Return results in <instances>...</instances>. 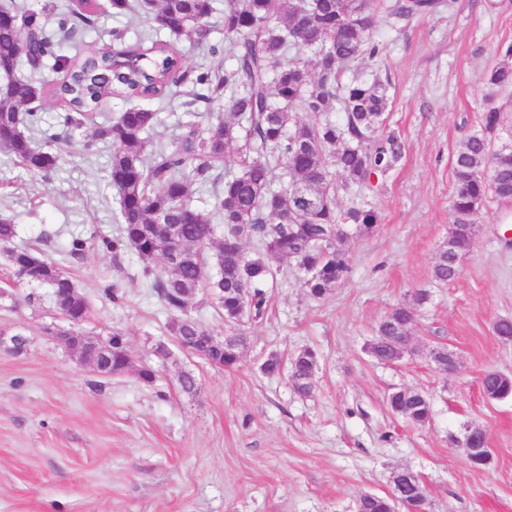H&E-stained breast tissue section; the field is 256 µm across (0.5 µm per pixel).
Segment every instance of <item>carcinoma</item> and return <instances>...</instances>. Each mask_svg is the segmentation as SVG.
Instances as JSON below:
<instances>
[{"instance_id": "cac0c4a2", "label": "carcinoma", "mask_w": 512, "mask_h": 512, "mask_svg": "<svg viewBox=\"0 0 512 512\" xmlns=\"http://www.w3.org/2000/svg\"><path fill=\"white\" fill-rule=\"evenodd\" d=\"M110 7L115 15H142L149 22L136 44L68 57L59 53L36 12L19 16L11 28L0 26V60L14 58L17 69L31 73L0 94V154L47 180L70 133L89 130L84 148L90 154L100 142L111 144L107 182L119 205L117 230L111 238L98 236V246L115 255L134 250L147 274L160 265L152 288L177 313L168 335L188 345L190 354L232 370L246 348L240 326L265 313L267 288L280 264L292 263L303 272L308 297L320 300L351 273L347 241L379 223L373 207L337 204L339 192L386 175L403 153L399 136L386 128L388 83L359 75L363 66L382 60L384 47L374 32L378 13L398 25L451 10L454 0H224L229 67L211 43L214 0H110ZM95 14L86 5L73 9L60 28L73 33L91 27ZM162 31L189 37L214 65L203 72L185 67L174 44L158 39ZM501 53L503 60L485 76L482 131L465 138L452 156L450 227L431 274L439 284L459 275L457 258L472 248L487 199L512 200V147L491 148L504 119L493 105L494 92L512 86V42L502 45ZM49 65L59 74L52 84L35 78ZM178 85L189 87L186 106L203 105L207 122L183 123L168 144L160 112L141 102H161ZM108 97L123 99L128 107L108 116L99 111ZM48 98L65 108L64 134L41 143L32 104ZM298 110L314 114V120H300ZM333 112L341 117L332 119ZM203 187L209 200L201 207L196 194ZM17 236V225L0 218V255L14 276L68 295L76 287L71 276L44 252L17 244ZM248 241L255 244L251 253L244 248ZM91 246L76 235L68 253L79 259ZM201 291L224 312L220 345L208 344L213 332L185 312ZM414 316L415 309L405 305L390 310L365 351L379 363L401 361ZM131 368L125 334L114 328L112 373ZM316 368L317 354L310 348L289 358L299 394H311ZM283 369L277 354L260 364L267 376ZM482 382L490 398L512 397V378L488 370ZM386 402L407 423L424 425L430 419V398L420 391L399 388ZM393 509L389 495L373 493L360 512Z\"/></svg>"}]
</instances>
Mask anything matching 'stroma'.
Segmentation results:
<instances>
[{
	"label": "stroma",
	"instance_id": "obj_1",
	"mask_svg": "<svg viewBox=\"0 0 512 512\" xmlns=\"http://www.w3.org/2000/svg\"><path fill=\"white\" fill-rule=\"evenodd\" d=\"M145 26L105 12L59 46L109 45L116 30L131 43ZM375 32L386 46L387 125L404 145L397 166L361 191L378 226L348 242L351 276L322 300H310L300 273L284 266L268 313L245 325L234 370L178 350L155 355L172 314L133 252L67 256L71 236L115 233L109 146L90 154L84 134L74 135L46 182L0 155V217L17 224L18 243L44 246L74 277L90 309L81 331L122 329L133 363L159 374L152 387L132 371L96 375L57 339L67 323L47 289L16 281L0 262V337L28 339L19 351L0 348V512H356L361 494L386 493L400 469L423 480L426 512H512V398L490 400L480 389L486 371L512 376V343L493 329L512 318V237L502 222L512 200H488L455 282L431 278L448 234L451 156L481 128L483 78L512 42V0H457L452 14L402 28L381 15ZM110 285L121 302L105 295ZM420 288L431 299L418 307ZM399 305L416 308L415 352L377 363L364 346ZM437 346L457 354L454 374L430 362ZM306 347L319 356L311 396L298 395L288 376L260 373L269 354ZM184 371L197 378L194 393L180 388ZM400 387L430 397L424 426L388 408ZM475 426L493 453L482 469L457 446Z\"/></svg>",
	"mask_w": 512,
	"mask_h": 512
}]
</instances>
